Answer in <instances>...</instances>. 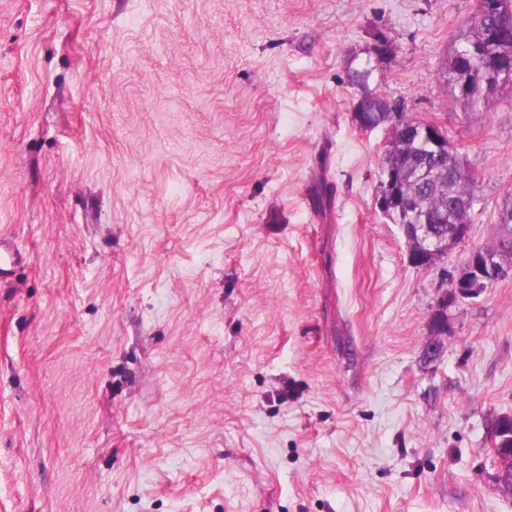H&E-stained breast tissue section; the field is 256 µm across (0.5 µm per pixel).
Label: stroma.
Listing matches in <instances>:
<instances>
[{
	"label": "stroma",
	"instance_id": "obj_1",
	"mask_svg": "<svg viewBox=\"0 0 512 512\" xmlns=\"http://www.w3.org/2000/svg\"><path fill=\"white\" fill-rule=\"evenodd\" d=\"M476 9L0 0V512H512V277L454 288L512 198V84L468 112L442 76ZM364 66L476 179L427 267ZM494 432L497 434V439L495 438L496 448H501L502 450L497 455L499 459L503 461V466L499 469L496 478L499 484V480L502 477V472L506 474L505 481H507V474L510 473L512 464V416L511 415H503L497 418L491 424V433ZM510 462V464H509ZM512 476V471H511ZM500 485V484H499ZM501 487V485H500Z\"/></svg>",
	"mask_w": 512,
	"mask_h": 512
}]
</instances>
